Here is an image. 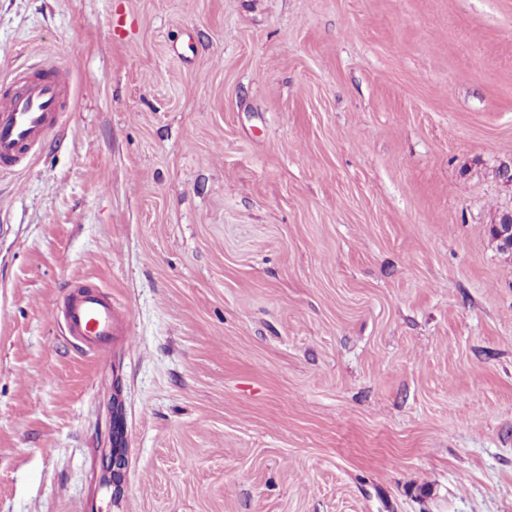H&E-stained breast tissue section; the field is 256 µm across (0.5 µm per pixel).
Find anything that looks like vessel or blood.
Wrapping results in <instances>:
<instances>
[{
	"label": "vessel or blood",
	"instance_id": "vessel-or-blood-1",
	"mask_svg": "<svg viewBox=\"0 0 512 512\" xmlns=\"http://www.w3.org/2000/svg\"><path fill=\"white\" fill-rule=\"evenodd\" d=\"M69 92V74L59 66L13 78L0 93V168H17L35 153L57 126ZM58 316L77 348L98 357L110 353L118 320L111 300L97 287L71 289Z\"/></svg>",
	"mask_w": 512,
	"mask_h": 512
}]
</instances>
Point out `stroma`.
Wrapping results in <instances>:
<instances>
[{"mask_svg": "<svg viewBox=\"0 0 512 512\" xmlns=\"http://www.w3.org/2000/svg\"><path fill=\"white\" fill-rule=\"evenodd\" d=\"M48 65L0 172V512H512V0H0V78ZM69 92V73L59 66L19 74L0 92V168L15 169L35 153L57 126ZM97 288L81 285L70 289L58 317L77 348L101 357L111 352L112 338L118 334L119 326L112 301ZM105 459L103 461V470L100 473V480L112 479V487L114 495L121 491V476L126 465L124 454L119 448H102Z\"/></svg>", "mask_w": 512, "mask_h": 512, "instance_id": "stroma-1", "label": "stroma"}]
</instances>
